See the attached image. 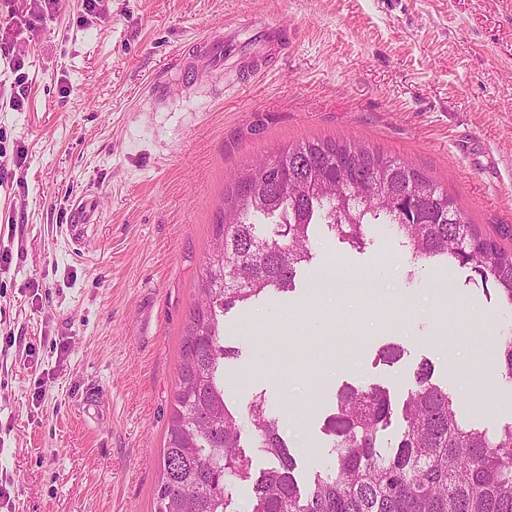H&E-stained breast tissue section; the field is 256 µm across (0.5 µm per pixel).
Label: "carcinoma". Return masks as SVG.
<instances>
[{"label":"carcinoma","instance_id":"carcinoma-1","mask_svg":"<svg viewBox=\"0 0 512 512\" xmlns=\"http://www.w3.org/2000/svg\"><path fill=\"white\" fill-rule=\"evenodd\" d=\"M369 224L400 239L410 274L428 261H452L512 308V249L470 223L413 164L353 137L306 140L256 161L224 193L215 224L224 251L207 258L189 313L154 512H228L246 482L250 512H512V422L491 434L465 424L426 362L399 401L378 384L337 389L323 424L333 462L305 489L265 398L243 412L227 404L224 361L238 350L224 342V314L294 289L317 226L362 250ZM403 356L394 342L379 351L385 364ZM498 357L501 375L512 379L511 336ZM395 416L405 427L384 448L379 438ZM246 431L269 461L257 476L242 451Z\"/></svg>","mask_w":512,"mask_h":512}]
</instances>
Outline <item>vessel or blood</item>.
Wrapping results in <instances>:
<instances>
[{"label":"vessel or blood","mask_w":512,"mask_h":512,"mask_svg":"<svg viewBox=\"0 0 512 512\" xmlns=\"http://www.w3.org/2000/svg\"><path fill=\"white\" fill-rule=\"evenodd\" d=\"M254 31L255 38L248 43L240 39L241 28L230 24L225 25L223 33L201 38L182 53L184 65L177 72L180 81L192 82L201 67L216 69L232 60L243 68H261L266 58L283 45L286 34L274 24L256 25ZM98 209V199L92 194L69 201V225L96 223Z\"/></svg>","instance_id":"vessel-or-blood-1"}]
</instances>
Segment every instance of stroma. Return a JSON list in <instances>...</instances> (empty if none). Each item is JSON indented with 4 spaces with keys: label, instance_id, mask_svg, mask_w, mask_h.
Masks as SVG:
<instances>
[{
    "label": "stroma",
    "instance_id": "obj_1",
    "mask_svg": "<svg viewBox=\"0 0 512 512\" xmlns=\"http://www.w3.org/2000/svg\"><path fill=\"white\" fill-rule=\"evenodd\" d=\"M83 0L13 31L0 57V512H154L182 338L233 174L299 142L357 137L435 176L467 220L512 246V0ZM285 23L259 74L173 82L195 39ZM24 94L10 106L11 88ZM100 221L73 245L67 199ZM296 288L237 305L224 338L228 402L265 396L304 478L333 453L321 426L343 383L404 396L429 361L464 419L512 422V381L473 376L477 343L512 335L468 269L408 276L383 226L357 251L319 228ZM370 295L319 299L334 265ZM456 302L436 305L444 284ZM402 344L403 358L378 360ZM457 371H450L449 361ZM98 394L95 420L82 417Z\"/></svg>",
    "mask_w": 512,
    "mask_h": 512
}]
</instances>
